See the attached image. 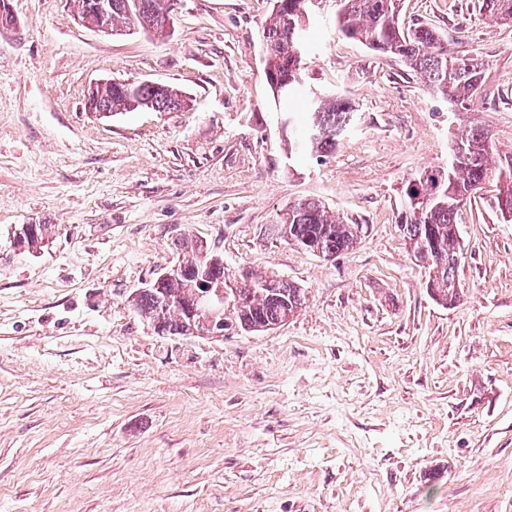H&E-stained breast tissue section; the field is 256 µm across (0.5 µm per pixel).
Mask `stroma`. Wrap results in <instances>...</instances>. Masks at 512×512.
Returning a JSON list of instances; mask_svg holds the SVG:
<instances>
[{"label":"stroma","mask_w":512,"mask_h":512,"mask_svg":"<svg viewBox=\"0 0 512 512\" xmlns=\"http://www.w3.org/2000/svg\"><path fill=\"white\" fill-rule=\"evenodd\" d=\"M476 0H402L486 64L449 110L397 59L311 14L303 81L355 120L323 160L288 153L264 76L271 0H174L157 36L75 20L69 0H11L0 28V512H512V222L459 218L460 299L426 291L398 230L402 186L487 130L512 151V24ZM101 80L179 91L188 109L103 117ZM313 199L363 224L326 260L267 237ZM24 224L54 234L15 251ZM218 243L226 273L302 288L277 329L164 339L129 295Z\"/></svg>","instance_id":"1"}]
</instances>
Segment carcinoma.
I'll return each mask as SVG.
<instances>
[{
	"instance_id": "carcinoma-1",
	"label": "carcinoma",
	"mask_w": 512,
	"mask_h": 512,
	"mask_svg": "<svg viewBox=\"0 0 512 512\" xmlns=\"http://www.w3.org/2000/svg\"><path fill=\"white\" fill-rule=\"evenodd\" d=\"M125 0H112V25L155 34L165 33V0H139V8L129 11ZM479 7L495 22L512 21V0H478ZM310 23L307 0H280L272 8L264 28L266 43L265 78L278 98L293 95L302 83L304 33ZM336 30L373 53L397 58L419 76L427 90L448 101L451 107H464L481 91L484 62L448 49L435 31L419 23L406 28L400 22L399 0H342L336 13ZM149 100L158 111L177 109L181 95L169 88L148 83L113 84L100 93V103L112 113L127 112L134 100ZM351 102L334 93H311L305 125L288 139V151L297 156L325 157L336 150L338 138L353 122ZM463 152L450 150L445 181L437 185L430 176L407 181L405 209L401 213L402 235L415 259L429 269L426 290L437 303L448 306L459 299L456 248L459 230L457 214L461 206L478 198L480 186L496 180V195L491 203L499 216L512 215V153L499 158L494 169L487 167L492 150L490 138L479 127L459 141ZM270 234L325 259L353 248L363 231L361 224H346L321 203L301 200L288 207L280 221L269 225ZM185 269L165 279L158 288H139L130 305L142 319L151 318L157 308L168 303L163 320L155 331L165 336H187L190 319L187 310L195 305L192 288L194 270L208 267L210 254L195 249L189 238L180 239ZM237 295L224 305V320L245 324L255 332L268 330L294 315L304 304L305 291L294 284L269 275L246 272L236 282Z\"/></svg>"
}]
</instances>
